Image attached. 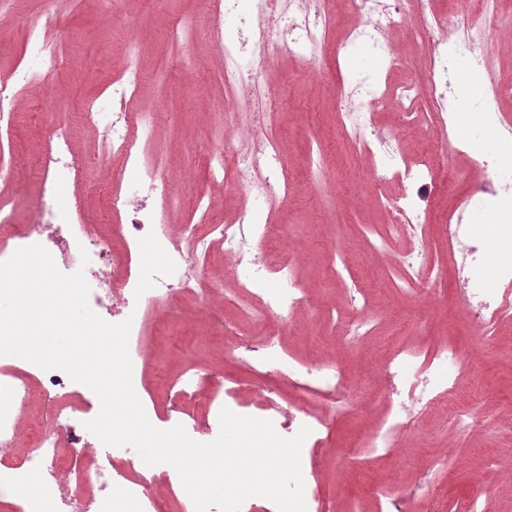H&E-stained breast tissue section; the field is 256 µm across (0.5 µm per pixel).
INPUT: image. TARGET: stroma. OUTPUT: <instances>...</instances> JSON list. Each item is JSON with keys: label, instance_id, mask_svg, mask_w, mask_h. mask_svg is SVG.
Returning a JSON list of instances; mask_svg holds the SVG:
<instances>
[{"label": "stroma", "instance_id": "stroma-1", "mask_svg": "<svg viewBox=\"0 0 512 512\" xmlns=\"http://www.w3.org/2000/svg\"><path fill=\"white\" fill-rule=\"evenodd\" d=\"M9 13L10 21L0 26V80L27 64L24 45L30 26L46 13L56 19L49 37L64 64L52 88L32 85L23 97L40 102L67 129L76 155L92 157L96 148L84 122L85 102L122 72L135 42L142 53L136 62L140 81L134 103L168 108L145 149L146 159L163 158L184 190L207 183V173L193 155L222 140L224 126L202 112L199 100L204 95L223 97L224 61L208 47L204 0H10ZM180 18L192 25L185 47L167 40L169 26ZM274 77L290 91L278 119L284 152L298 164L318 146L330 163L329 182L298 194L283 215L313 304L296 318L292 333L283 336L282 347L302 361L338 363L362 403L361 408L334 413L329 436L302 448L312 464L303 474L309 493L334 502L335 512H385L393 491L425 473L431 490L410 501L409 512H452L458 498L477 492L486 512H512V324L490 338L478 335L455 305L447 278L415 297L393 288V263L369 252L371 241L384 231L385 215L375 205L353 203L358 168L348 141L336 130V116L326 106L322 89L286 63ZM41 151L34 127L20 121L0 124V162L27 169L32 195L38 191ZM111 183L107 170L96 169L78 189L93 223L114 221L105 201ZM338 246L347 253L357 287L375 306L370 336L353 347L341 344L332 321L336 315H354L345 304L344 282L319 271L327 253ZM440 340L467 352L456 403L471 410L478 431L467 435L452 430L443 409L437 408L410 435L408 445L380 455L369 447L366 434L386 415L393 398L381 372L383 361L398 348L426 353ZM221 343V337L209 335L205 322L148 318L139 399L150 410L155 428L168 430L205 414L201 404L193 413L181 414L167 402L171 380L187 351L201 371H223L224 399L239 415L257 414L259 389L277 384V377L259 374L245 353L224 354ZM439 453L447 454V467L429 470V459Z\"/></svg>", "mask_w": 512, "mask_h": 512}]
</instances>
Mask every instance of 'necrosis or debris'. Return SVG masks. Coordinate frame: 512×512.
<instances>
[{
  "label": "necrosis or debris",
  "instance_id": "obj_1",
  "mask_svg": "<svg viewBox=\"0 0 512 512\" xmlns=\"http://www.w3.org/2000/svg\"><path fill=\"white\" fill-rule=\"evenodd\" d=\"M352 26L342 27L334 0H207L213 18L209 39L224 58V97L208 105L224 123L223 140L203 152L210 178L196 196L197 219L166 227L167 213L177 207L181 189L163 161L146 162L143 146L153 138L156 106L130 109L137 73L124 69L106 89L104 98L89 100L85 119L95 134L93 158L79 159L69 149L66 131L43 117L45 149L43 190L38 201L26 204L22 190L0 198V262L22 247L38 244L64 274L83 272L94 304L112 317L130 320L128 353L132 382L142 379V341L148 314L164 312L183 321L188 314L181 295L196 296L198 309L209 311L214 329L224 337V351L249 352L258 370L287 377L294 389L288 409V432L309 427L319 439L327 418L310 415L313 398L341 409L351 390L340 366L309 364L284 355L280 339L295 313L310 299L297 276V259L282 244L288 234L276 219L297 189L293 164L280 149L274 118L283 104L281 89L268 80L269 72L287 61L307 78L333 91L337 127L355 156L368 160L366 192L377 197L389 223L373 254L385 253L392 239L408 243L397 259L402 271L400 289L416 296L427 284L445 277L444 268L428 254L430 240L447 243L457 281L456 304L464 309L479 335L493 336L512 322V122L501 106L504 90L473 101L468 88L490 71L492 57L512 52V42L495 41L512 17L502 0H345ZM409 32L419 49L406 56L395 47ZM363 49L377 61L375 72L347 81L335 77L333 65ZM29 63L0 81V112L25 108L19 93L32 84L50 85L61 60L52 50L46 28L29 30L24 47ZM420 70L421 81L389 82L390 74ZM474 108L481 114L484 135L493 143L489 152L471 149L454 139L457 114ZM395 115L384 126V111ZM430 122L436 133L433 153L417 159L398 156L387 161L375 150L376 140L395 137L402 128ZM467 162L464 190H457L459 170L450 155ZM112 167L108 207L118 223L101 227L89 223L78 197L62 198L61 191L77 186L94 167ZM231 187L243 198L233 221L213 216L214 196ZM480 214L501 226L496 253L497 275L473 285L483 265L488 243L469 216ZM224 249L225 273L238 276L240 289L251 297L265 331L259 337H240L224 320V296L208 275L215 246ZM151 250L162 262L151 279H144L140 258ZM460 347L440 343L424 357L398 353L388 370L397 383L391 411L373 430L371 447L391 452L415 430L430 410L450 403L460 385ZM45 395L42 418L32 436H25L20 418L31 382ZM223 375L202 373L187 366L175 383L174 404L205 400L208 416L193 422L192 431L217 437L223 402L216 392ZM81 383L62 371H46L25 359L0 356V454L24 445L20 461L0 466V499L15 502L19 512H112L121 497L125 512H162L165 500L159 476L152 468L127 474L115 455L97 458V445L84 426L86 410L78 401ZM40 482L43 496L28 492Z\"/></svg>",
  "mask_w": 512,
  "mask_h": 512
}]
</instances>
